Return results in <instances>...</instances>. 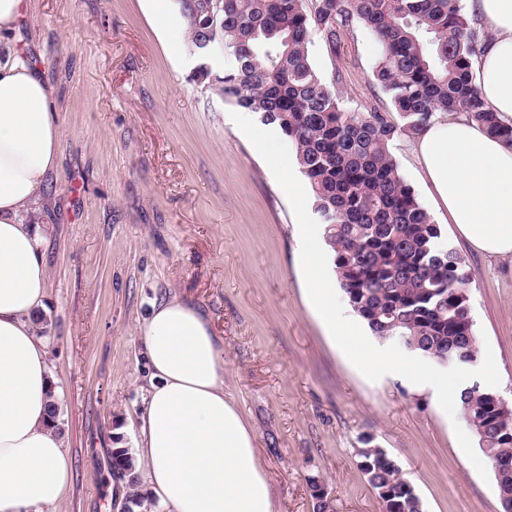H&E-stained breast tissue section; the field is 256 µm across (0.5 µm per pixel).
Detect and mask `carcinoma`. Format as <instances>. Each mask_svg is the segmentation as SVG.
Wrapping results in <instances>:
<instances>
[{"mask_svg":"<svg viewBox=\"0 0 512 512\" xmlns=\"http://www.w3.org/2000/svg\"><path fill=\"white\" fill-rule=\"evenodd\" d=\"M193 80L273 125L295 146L312 206L323 226L339 287L372 336L438 366L466 368L477 357L466 286L471 274L440 225L417 199L390 152L401 136L420 134L438 112L464 113L492 137L512 142L472 82L482 34L459 0H177ZM369 30L381 46L373 70L376 98L363 112L342 101L344 68L326 79L310 56L315 32L340 57L341 36ZM222 44L234 63L220 68ZM457 400L484 455L512 460V408L486 387L463 385ZM358 466L382 512H423L399 461L372 436ZM113 476L127 481V512L144 507L130 449L112 452ZM512 505V469L495 476ZM313 512L333 501L310 483Z\"/></svg>","mask_w":512,"mask_h":512,"instance_id":"carcinoma-1","label":"carcinoma"}]
</instances>
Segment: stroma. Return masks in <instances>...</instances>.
<instances>
[{
	"mask_svg": "<svg viewBox=\"0 0 512 512\" xmlns=\"http://www.w3.org/2000/svg\"><path fill=\"white\" fill-rule=\"evenodd\" d=\"M19 46L50 87L62 126L38 213L48 272L43 315L72 464L52 512H122L112 448H135L147 388L140 327L173 298L201 309L224 342V393L261 450L278 512H313L317 477L336 512H381L358 469L361 436L400 463L424 512H500L460 448L435 390L390 374L367 380L307 295L300 233L269 167L196 85L188 49L172 57L143 0H31ZM379 46L341 39L344 100L373 104ZM409 137L399 170L471 272L477 350L492 347L497 394L512 405V261L469 249L439 211Z\"/></svg>",
	"mask_w": 512,
	"mask_h": 512,
	"instance_id": "stroma-1",
	"label": "stroma"
}]
</instances>
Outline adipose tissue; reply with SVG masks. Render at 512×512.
I'll return each mask as SVG.
<instances>
[{
	"label": "adipose tissue",
	"instance_id": "1",
	"mask_svg": "<svg viewBox=\"0 0 512 512\" xmlns=\"http://www.w3.org/2000/svg\"><path fill=\"white\" fill-rule=\"evenodd\" d=\"M28 0H0V512H50L70 464L46 424L53 380L33 319L47 272L26 213L61 129L50 88L16 47ZM487 37L473 82L512 123V0H463ZM437 205L475 252L512 258V144L465 115H437L410 143ZM148 386L136 470L165 512H276L254 435L224 394V350L204 314L172 299L141 327Z\"/></svg>",
	"mask_w": 512,
	"mask_h": 512
}]
</instances>
